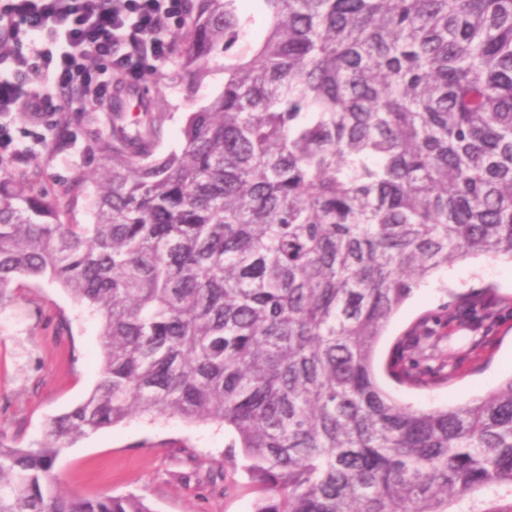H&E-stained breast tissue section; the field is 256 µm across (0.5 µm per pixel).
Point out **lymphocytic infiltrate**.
Returning <instances> with one entry per match:
<instances>
[{
	"instance_id": "f902f5d3",
	"label": "lymphocytic infiltrate",
	"mask_w": 512,
	"mask_h": 512,
	"mask_svg": "<svg viewBox=\"0 0 512 512\" xmlns=\"http://www.w3.org/2000/svg\"><path fill=\"white\" fill-rule=\"evenodd\" d=\"M185 0H0V43L19 45L0 76V150L13 142L4 117L41 112L49 94L28 91V77L51 72L55 89H77L85 102H104L112 84L100 61L125 79L137 77L146 58L169 51V23L184 16Z\"/></svg>"
}]
</instances>
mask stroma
<instances>
[{"mask_svg":"<svg viewBox=\"0 0 512 512\" xmlns=\"http://www.w3.org/2000/svg\"><path fill=\"white\" fill-rule=\"evenodd\" d=\"M176 59L152 64V72L126 90V116L136 120L142 103L157 104L167 120L159 153L181 151L189 112L224 90V56H213L196 88ZM35 143L23 124L13 126L15 146L30 150L42 169L41 185L54 193L89 168L83 142L51 154L50 120L36 125ZM496 289L494 321L479 347L456 346L457 369L448 382L410 387L387 374L379 383L416 410L455 407L512 377V261L477 255L449 265L414 290L387 326L377 349L385 362L394 343L427 314L454 313L462 298ZM14 302L0 310V442L37 447L50 420L83 402L93 391L102 362L101 319L76 303L57 283L22 279ZM230 429L188 423L176 416H135L97 430L65 448L54 471L61 489L82 498L134 494L153 512H256L261 497L242 454L231 453ZM451 512H512V491L489 487L454 502Z\"/></svg>","mask_w":512,"mask_h":512,"instance_id":"35a3bbf8","label":"stroma"}]
</instances>
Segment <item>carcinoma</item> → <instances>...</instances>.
I'll return each mask as SVG.
<instances>
[{"label":"carcinoma","mask_w":512,"mask_h":512,"mask_svg":"<svg viewBox=\"0 0 512 512\" xmlns=\"http://www.w3.org/2000/svg\"><path fill=\"white\" fill-rule=\"evenodd\" d=\"M186 0L171 54L198 80L224 52V92L155 155L165 113L112 133L63 112L48 150L86 128L94 222L35 191L28 154L0 162V308L51 279L102 319L100 379L36 448L0 443V512H153L135 495L58 490L54 461L136 415L231 429L257 512H448L512 490V377L463 406L413 410L375 352L413 290L479 254L512 260V0ZM496 289L453 318L471 346ZM427 316L393 348L407 386L455 371Z\"/></svg>","instance_id":"obj_1"}]
</instances>
